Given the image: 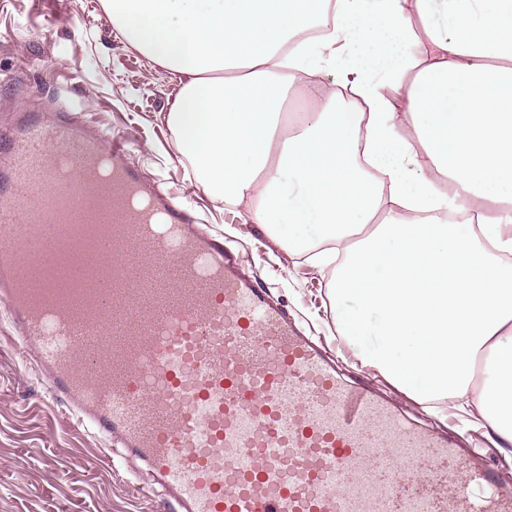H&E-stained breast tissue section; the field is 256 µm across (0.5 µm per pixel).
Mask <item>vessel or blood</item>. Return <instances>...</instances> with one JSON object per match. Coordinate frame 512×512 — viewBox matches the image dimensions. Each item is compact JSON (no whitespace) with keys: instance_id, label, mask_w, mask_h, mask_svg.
Returning a JSON list of instances; mask_svg holds the SVG:
<instances>
[{"instance_id":"obj_1","label":"vessel or blood","mask_w":512,"mask_h":512,"mask_svg":"<svg viewBox=\"0 0 512 512\" xmlns=\"http://www.w3.org/2000/svg\"><path fill=\"white\" fill-rule=\"evenodd\" d=\"M0 304L48 395L178 512H512L491 470L434 483L455 443L340 374L123 142L70 113L23 114L0 145Z\"/></svg>"}]
</instances>
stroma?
<instances>
[{"mask_svg": "<svg viewBox=\"0 0 512 512\" xmlns=\"http://www.w3.org/2000/svg\"><path fill=\"white\" fill-rule=\"evenodd\" d=\"M181 84L180 75L126 44L105 0H0V142L8 141L19 113L82 104V121L124 139L127 161L143 179L180 195L196 218L223 234L243 273L308 335L337 348L344 371L392 395L419 425L479 449L483 464L512 486V467L482 431L464 429L452 409L430 415L341 345L329 279L309 255L275 246L247 220L245 206L224 205L201 189L166 121ZM10 334L0 311V512H166L164 501L145 490L144 465L120 443L112 445L111 462L102 461L101 439L73 425Z\"/></svg>", "mask_w": 512, "mask_h": 512, "instance_id": "35a3bbf8", "label": "stroma"}]
</instances>
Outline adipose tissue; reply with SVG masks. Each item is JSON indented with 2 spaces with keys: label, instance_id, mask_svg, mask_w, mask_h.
<instances>
[{
  "label": "adipose tissue",
  "instance_id": "adipose-tissue-1",
  "mask_svg": "<svg viewBox=\"0 0 512 512\" xmlns=\"http://www.w3.org/2000/svg\"><path fill=\"white\" fill-rule=\"evenodd\" d=\"M110 0L185 82L166 120L197 183L270 237L315 224L336 316L417 403L512 460V0ZM327 72L331 82L310 77ZM306 90L286 113L292 77ZM299 191L279 203L282 174ZM485 356L481 386L474 363Z\"/></svg>",
  "mask_w": 512,
  "mask_h": 512
}]
</instances>
